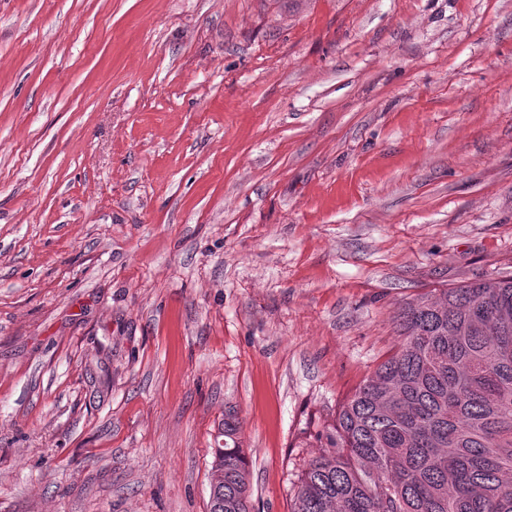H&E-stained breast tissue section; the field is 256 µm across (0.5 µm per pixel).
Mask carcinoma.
<instances>
[{"mask_svg": "<svg viewBox=\"0 0 512 512\" xmlns=\"http://www.w3.org/2000/svg\"><path fill=\"white\" fill-rule=\"evenodd\" d=\"M400 342L341 404L291 512H512V277L405 304ZM208 512H250L235 418Z\"/></svg>", "mask_w": 512, "mask_h": 512, "instance_id": "1", "label": "carcinoma"}]
</instances>
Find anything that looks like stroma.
Listing matches in <instances>:
<instances>
[{
  "label": "stroma",
  "mask_w": 512,
  "mask_h": 512,
  "mask_svg": "<svg viewBox=\"0 0 512 512\" xmlns=\"http://www.w3.org/2000/svg\"><path fill=\"white\" fill-rule=\"evenodd\" d=\"M512 276V0H0V512H253L404 304ZM219 430L224 445L214 448L208 512H250L248 461L235 418L226 414Z\"/></svg>",
  "instance_id": "stroma-1"
}]
</instances>
